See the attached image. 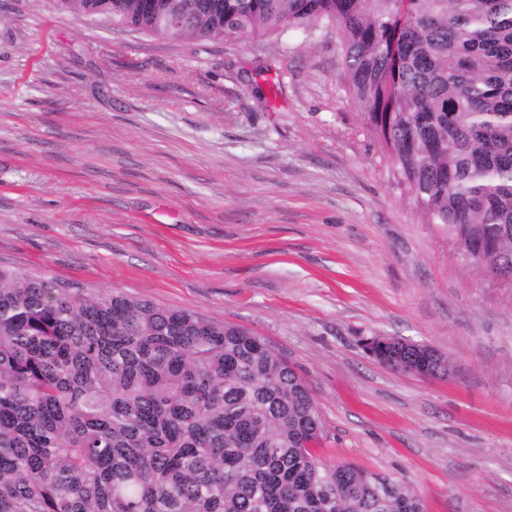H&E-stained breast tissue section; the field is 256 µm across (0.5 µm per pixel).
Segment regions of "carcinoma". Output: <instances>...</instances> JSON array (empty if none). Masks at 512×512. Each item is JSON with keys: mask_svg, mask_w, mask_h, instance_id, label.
<instances>
[{"mask_svg": "<svg viewBox=\"0 0 512 512\" xmlns=\"http://www.w3.org/2000/svg\"><path fill=\"white\" fill-rule=\"evenodd\" d=\"M58 2L172 40L336 32L345 92L424 222L512 264V0ZM325 433L252 331L0 266V512H425L321 458Z\"/></svg>", "mask_w": 512, "mask_h": 512, "instance_id": "obj_1", "label": "carcinoma"}]
</instances>
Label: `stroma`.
I'll use <instances>...</instances> for the list:
<instances>
[{"instance_id":"1","label":"stroma","mask_w":512,"mask_h":512,"mask_svg":"<svg viewBox=\"0 0 512 512\" xmlns=\"http://www.w3.org/2000/svg\"><path fill=\"white\" fill-rule=\"evenodd\" d=\"M0 264L254 331L315 397L321 456L427 512H512V283L397 186L335 34L171 41L0 0ZM368 336L450 373H395Z\"/></svg>"}]
</instances>
